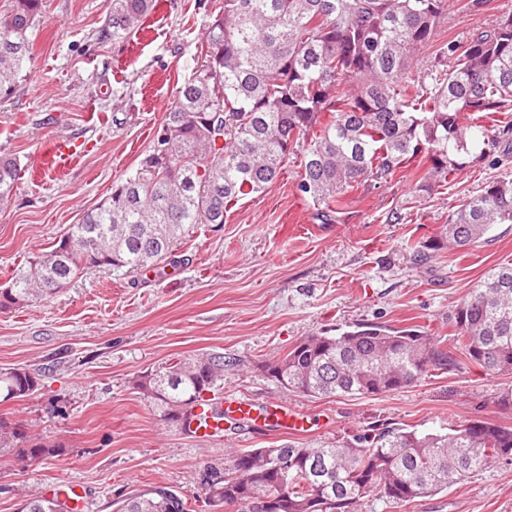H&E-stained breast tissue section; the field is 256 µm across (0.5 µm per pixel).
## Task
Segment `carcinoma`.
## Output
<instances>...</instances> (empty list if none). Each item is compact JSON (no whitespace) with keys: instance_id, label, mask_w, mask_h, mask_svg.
I'll list each match as a JSON object with an SVG mask.
<instances>
[{"instance_id":"carcinoma-1","label":"carcinoma","mask_w":512,"mask_h":512,"mask_svg":"<svg viewBox=\"0 0 512 512\" xmlns=\"http://www.w3.org/2000/svg\"><path fill=\"white\" fill-rule=\"evenodd\" d=\"M42 0H16L0 20V98L30 59L27 32ZM447 0H224L201 45V69L178 92L135 175L112 187L71 224L55 247L17 267L0 289V310L37 301L92 268L136 271L168 260L191 224H222L231 205L263 192L301 155L297 190L321 216L369 181L407 165L449 182L475 148L497 159L512 150V11L465 41L440 48L431 82L412 52L432 41ZM155 0H112L101 37L129 34ZM20 179L16 159L0 156V202ZM498 224H512V175L504 174L448 214L441 236L416 250L470 249ZM458 352L487 375L512 372V264L489 270L455 306ZM454 353L414 329L363 324L336 336L313 334L265 365L287 389L309 396H372L454 366ZM235 362L207 353L151 371L137 386L165 420L186 430L192 408L224 382ZM41 389L23 367L0 369V403ZM30 458L63 452L0 419V453ZM494 464L512 465V427L466 419L449 432L393 423L346 443L296 442L255 448L204 469L209 505L254 512H359L374 493L393 504L445 491ZM22 512H76L58 497L26 502ZM121 512H187L157 486L125 500Z\"/></svg>"}]
</instances>
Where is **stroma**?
Returning <instances> with one entry per match:
<instances>
[{
	"label": "stroma",
	"instance_id": "obj_1",
	"mask_svg": "<svg viewBox=\"0 0 512 512\" xmlns=\"http://www.w3.org/2000/svg\"><path fill=\"white\" fill-rule=\"evenodd\" d=\"M223 8L224 0H159L139 29L115 41L100 36L112 0H43L27 32L30 59L0 101V155L20 166L12 199L0 204V285L137 172ZM508 10L512 0H449L416 66L430 69L444 43ZM55 143L81 153L63 174L43 164ZM299 164L292 159L272 187L240 200L223 227L191 225L164 268L89 269L44 300L0 311V368L30 369L42 384L0 405V416L65 447L46 459L0 454V512H20L23 500L65 483L83 490L85 512H119L128 496L156 486L181 492L191 512H210L204 467L254 448L349 441L382 423L444 432L486 417L512 426V408L493 402L512 390V374L487 375L464 358L367 397H309L264 368L305 336L362 323L412 328L453 348L456 304L495 265L512 263V224L469 250L418 258L411 246L440 235L460 200L512 173V154L495 166L471 160L452 182L425 191L415 188L425 167L409 166L348 192L326 224L296 188ZM205 352L234 361L220 397L281 404L319 429L294 437L239 427L202 440L166 422L138 388L140 376ZM361 512H512V465L407 506L372 495Z\"/></svg>",
	"mask_w": 512,
	"mask_h": 512
}]
</instances>
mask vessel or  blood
<instances>
[{"mask_svg": "<svg viewBox=\"0 0 512 512\" xmlns=\"http://www.w3.org/2000/svg\"><path fill=\"white\" fill-rule=\"evenodd\" d=\"M271 421L275 422L280 431L288 433H305L310 428L308 420L302 414L260 409L248 401L236 398L225 400L224 413L220 416L214 415L208 407L197 406L192 411L189 427L193 437L211 439L223 437L225 430L234 423L264 427Z\"/></svg>", "mask_w": 512, "mask_h": 512, "instance_id": "obj_1", "label": "vessel or blood"}]
</instances>
